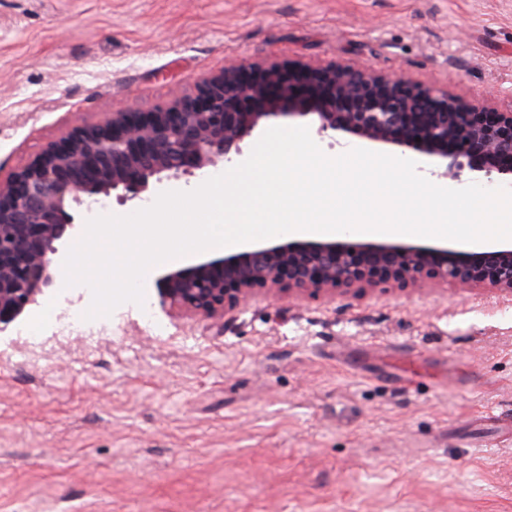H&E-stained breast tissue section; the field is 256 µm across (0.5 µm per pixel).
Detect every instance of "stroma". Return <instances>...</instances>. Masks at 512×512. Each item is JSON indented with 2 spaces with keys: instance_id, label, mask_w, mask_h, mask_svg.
Segmentation results:
<instances>
[{
  "instance_id": "1",
  "label": "stroma",
  "mask_w": 512,
  "mask_h": 512,
  "mask_svg": "<svg viewBox=\"0 0 512 512\" xmlns=\"http://www.w3.org/2000/svg\"><path fill=\"white\" fill-rule=\"evenodd\" d=\"M230 60L511 112L512 0H0V180ZM144 293L63 333L59 276L0 330V512H512V293L261 291L221 330Z\"/></svg>"
}]
</instances>
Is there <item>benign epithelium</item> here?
I'll return each mask as SVG.
<instances>
[{
    "mask_svg": "<svg viewBox=\"0 0 512 512\" xmlns=\"http://www.w3.org/2000/svg\"><path fill=\"white\" fill-rule=\"evenodd\" d=\"M314 115L321 132H342L448 160L445 175L464 169L512 176V112L481 113L446 94H432L398 76L347 67H269L256 82L231 62L197 97L173 112H114L104 124L67 134L31 165L0 183V322L19 315L54 285L62 240L82 227L70 210L118 192L133 200L150 181L201 177L242 155L241 143L261 121ZM427 116L420 141L396 131ZM494 277L474 253L406 243L291 239L209 254L165 272L163 299L178 312L221 321L259 290L333 294L389 282L416 284L424 275L464 286L488 283L512 293V244L491 251Z\"/></svg>",
    "mask_w": 512,
    "mask_h": 512,
    "instance_id": "benign-epithelium-1",
    "label": "benign epithelium"
}]
</instances>
